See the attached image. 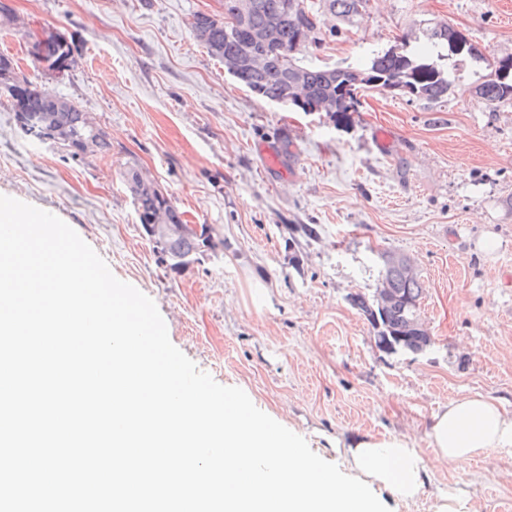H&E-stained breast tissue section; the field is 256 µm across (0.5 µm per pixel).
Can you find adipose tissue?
<instances>
[{
    "label": "adipose tissue",
    "instance_id": "adipose-tissue-1",
    "mask_svg": "<svg viewBox=\"0 0 512 512\" xmlns=\"http://www.w3.org/2000/svg\"><path fill=\"white\" fill-rule=\"evenodd\" d=\"M432 451L423 456L405 434L353 437L343 445L351 475L382 486L411 502L423 493L433 466L470 464L489 448H512V413L476 393L448 401L433 413L428 430Z\"/></svg>",
    "mask_w": 512,
    "mask_h": 512
}]
</instances>
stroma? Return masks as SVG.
<instances>
[{
  "instance_id": "stroma-1",
  "label": "stroma",
  "mask_w": 512,
  "mask_h": 512,
  "mask_svg": "<svg viewBox=\"0 0 512 512\" xmlns=\"http://www.w3.org/2000/svg\"><path fill=\"white\" fill-rule=\"evenodd\" d=\"M222 0H0V55L17 75L77 102L112 141L70 159L22 134L0 96V195L55 214L118 279L156 304L171 342L224 386L302 436L408 434L430 455L426 425L449 400L481 392L512 403V103L475 94L483 60L512 57V0H370L345 24L325 15L305 63H359L423 29L460 30L473 54L448 58L452 88L436 103L370 93L343 116L296 112L237 83L191 34L194 13ZM71 47L57 76L34 46ZM397 138L381 153L373 132ZM279 151L264 175L260 145ZM135 168L190 224L211 227L212 252L186 270L162 263L123 179ZM297 224L314 240L290 242ZM408 256L424 289L420 319L435 343L422 354L380 351L350 294H373L377 257ZM466 490L472 512H512V448L435 469L390 512H435Z\"/></svg>"
}]
</instances>
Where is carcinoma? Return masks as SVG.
I'll use <instances>...</instances> for the list:
<instances>
[{
	"label": "carcinoma",
	"mask_w": 512,
	"mask_h": 512,
	"mask_svg": "<svg viewBox=\"0 0 512 512\" xmlns=\"http://www.w3.org/2000/svg\"><path fill=\"white\" fill-rule=\"evenodd\" d=\"M254 8L250 27L264 32L266 42L253 47L258 56L266 55L269 62L247 65L234 75V79L262 100L295 96V87L289 80L293 66L304 73L305 95L293 108L306 112L308 109L327 100L336 104V113L355 112L360 106V98L367 92L389 93L396 85L403 86V93L427 102H439L448 96L452 84L448 80L440 61L445 56L438 55V61L427 62L410 53L406 43L401 47H390L372 54L364 64L370 78L365 85L356 84L352 73L353 66L345 63L334 67H316L303 63L301 52L308 45L319 40L322 19L329 13L342 22H348L361 14L369 0H253ZM190 31L194 38L203 43L209 53L221 60L235 56L247 45L246 33L236 29L232 18L225 15L207 16L197 12L190 21ZM512 70V58L501 60L490 70L486 79L476 87V95L487 105L496 106L512 100V82L503 74ZM19 85V93L8 96L14 120L26 115L49 117V125L66 128L69 141L65 144L67 155L77 159L84 152L75 149L77 142L92 136V146L102 154L112 151L103 130L86 125L88 114L82 107L64 100L58 105L47 98L38 87V82L24 75H14L12 62L0 56V84ZM129 190L139 224L148 230L150 224H181L182 213L178 211L171 197L145 183L132 167L125 172ZM381 287L391 288L402 295L405 301L384 305L379 295L368 296L355 293L350 296V304L364 316L373 333L376 346L397 343L398 338L410 334V329L420 324L419 308L423 288L416 276L410 277L394 267L381 263L378 270Z\"/></svg>",
	"instance_id": "carcinoma-1"
}]
</instances>
